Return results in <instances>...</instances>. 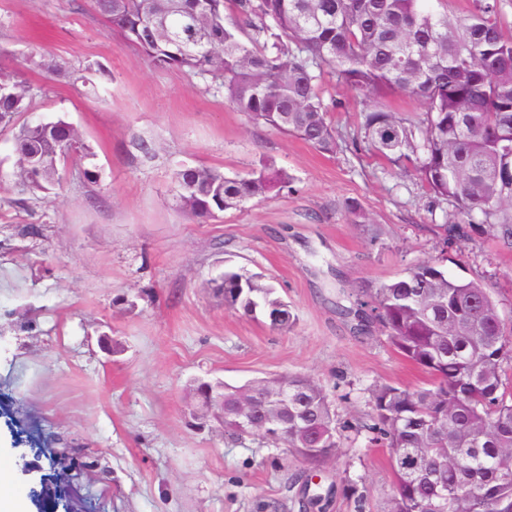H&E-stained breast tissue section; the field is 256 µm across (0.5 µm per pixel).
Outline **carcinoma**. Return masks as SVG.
<instances>
[{
	"mask_svg": "<svg viewBox=\"0 0 512 512\" xmlns=\"http://www.w3.org/2000/svg\"><path fill=\"white\" fill-rule=\"evenodd\" d=\"M427 0H92L95 11L154 65L186 69L224 88V102L251 121L333 154L340 137L324 101L325 77L368 101L351 144L410 170L443 207L445 239L492 228L512 251V21L501 0H471L450 16ZM243 18L226 25L225 11ZM419 101L415 117L382 99ZM28 87L0 68V128L14 137L20 185L58 183L57 161L94 153L63 119L20 121ZM175 205L200 222L290 185L270 162L245 176L205 166L173 172ZM257 276L224 271V306L266 316L287 305ZM379 330L429 375V387L372 389L376 432L390 449L389 512H512V387L504 363L512 336L492 288L448 276L424 260L369 292ZM239 390L224 389V435L240 428ZM334 412L307 377L288 386V423L260 434L321 467L340 449Z\"/></svg>",
	"mask_w": 512,
	"mask_h": 512,
	"instance_id": "cac0c4a2",
	"label": "carcinoma"
}]
</instances>
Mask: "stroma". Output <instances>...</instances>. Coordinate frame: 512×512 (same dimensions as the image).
<instances>
[{"label":"stroma","instance_id":"obj_1","mask_svg":"<svg viewBox=\"0 0 512 512\" xmlns=\"http://www.w3.org/2000/svg\"><path fill=\"white\" fill-rule=\"evenodd\" d=\"M0 66L23 74L37 115L65 118L94 153L60 166L59 186L24 193L14 133L0 130V468L24 491L41 481L31 512H386L393 476L366 430L370 391L429 377L336 307L434 259L489 284L512 328V251L481 226L445 241L413 173L354 151L365 101L335 81L324 99L343 147L329 155L253 124L210 80L153 65L91 0H0ZM265 160L293 175L289 188L207 223L174 208L179 163L233 177ZM349 201L378 238L350 223ZM230 267L275 287L290 330L225 308L217 284ZM284 374L314 378L340 426L322 503L305 461L189 413L195 381ZM64 458L69 504L56 496Z\"/></svg>","mask_w":512,"mask_h":512}]
</instances>
